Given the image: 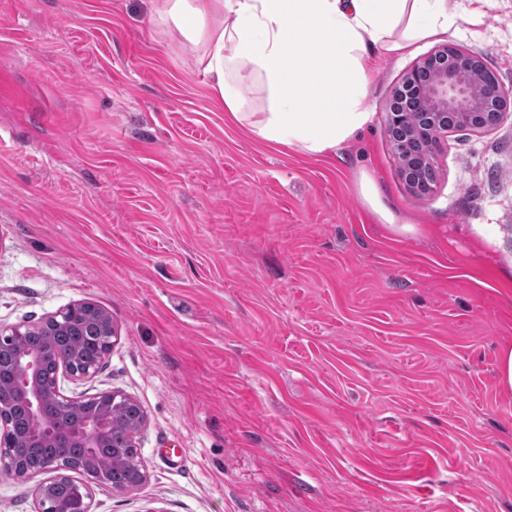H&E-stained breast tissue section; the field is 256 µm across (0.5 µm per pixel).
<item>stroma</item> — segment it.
<instances>
[{
	"instance_id": "35a3bbf8",
	"label": "stroma",
	"mask_w": 512,
	"mask_h": 512,
	"mask_svg": "<svg viewBox=\"0 0 512 512\" xmlns=\"http://www.w3.org/2000/svg\"><path fill=\"white\" fill-rule=\"evenodd\" d=\"M448 9L512 90V0ZM433 49L382 62L367 129L309 156L212 101L155 0H0V324L103 308L119 340L65 391L147 414L139 486L78 473L92 512H512V121L450 134L413 193L384 108ZM35 485L0 471V512ZM358 186L363 200L381 224H404L406 225L403 227L404 229H410L411 224H416V222L409 219H400L396 213L383 202L375 180L367 172H361Z\"/></svg>"
}]
</instances>
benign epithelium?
<instances>
[{
  "label": "benign epithelium",
  "instance_id": "benign-epithelium-1",
  "mask_svg": "<svg viewBox=\"0 0 512 512\" xmlns=\"http://www.w3.org/2000/svg\"><path fill=\"white\" fill-rule=\"evenodd\" d=\"M482 61L478 56L461 51L460 55L448 58V46L444 45L424 58L410 70L397 86L386 105L387 129L393 146H398L396 134L412 121L414 114H423L418 131L427 140L425 156L413 158L398 155L400 173L414 189L421 186L420 171L434 168L435 151L441 139L448 136V113L462 116L473 108L491 109L497 113V122L512 117V95L507 94L500 83H484L480 80ZM97 331L102 337L100 360L75 366V353L64 351L54 342H48L37 353L15 352L8 359L9 365L19 367L15 388L27 405L29 430L33 434L44 432L48 423L44 407L51 404L60 410L76 402L66 395L64 381H82L94 377L112 352L118 341L112 316L99 309ZM101 406V410L58 435L63 442H77L85 448H97L109 436L112 429V406L115 404L134 405L129 395L114 390L103 391L84 398ZM8 425H0V469L13 470L12 454L7 450L4 437ZM53 475L43 478L36 485V512H44L43 505L51 500V488L58 478ZM50 512H91V493L81 486L65 503H52Z\"/></svg>",
  "mask_w": 512,
  "mask_h": 512
}]
</instances>
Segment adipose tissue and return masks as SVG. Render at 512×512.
Listing matches in <instances>:
<instances>
[{
  "label": "adipose tissue",
  "instance_id": "adipose-tissue-1",
  "mask_svg": "<svg viewBox=\"0 0 512 512\" xmlns=\"http://www.w3.org/2000/svg\"><path fill=\"white\" fill-rule=\"evenodd\" d=\"M156 11L197 49L225 112L259 141L308 155L335 153L369 124L379 60L477 19L448 0H160ZM252 86L261 107L244 95Z\"/></svg>",
  "mask_w": 512,
  "mask_h": 512
}]
</instances>
